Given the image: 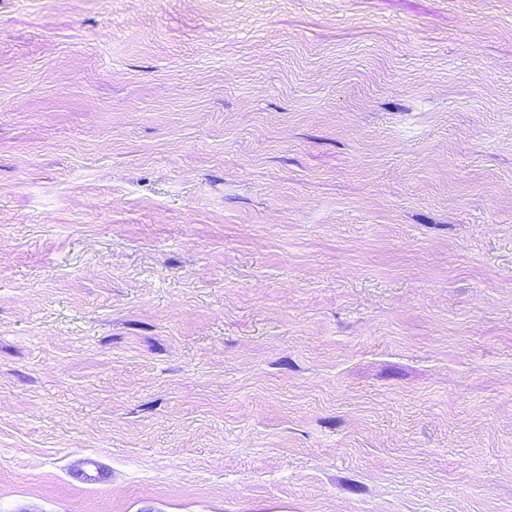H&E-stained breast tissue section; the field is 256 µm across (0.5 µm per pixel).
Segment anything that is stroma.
I'll return each instance as SVG.
<instances>
[{"mask_svg":"<svg viewBox=\"0 0 512 512\" xmlns=\"http://www.w3.org/2000/svg\"><path fill=\"white\" fill-rule=\"evenodd\" d=\"M0 512H512V0H0ZM73 474L85 485L104 488L108 484V473L103 462L94 455L85 456L73 469Z\"/></svg>","mask_w":512,"mask_h":512,"instance_id":"stroma-1","label":"stroma"}]
</instances>
